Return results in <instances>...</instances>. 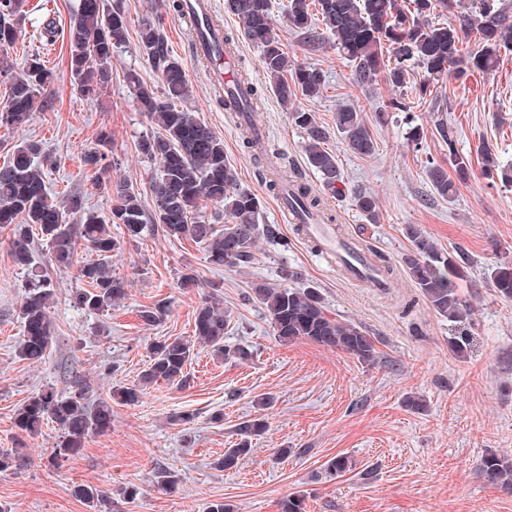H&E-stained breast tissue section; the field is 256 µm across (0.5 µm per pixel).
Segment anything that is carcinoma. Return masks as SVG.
<instances>
[{"label":"carcinoma","mask_w":512,"mask_h":512,"mask_svg":"<svg viewBox=\"0 0 512 512\" xmlns=\"http://www.w3.org/2000/svg\"><path fill=\"white\" fill-rule=\"evenodd\" d=\"M460 0H288L289 26L303 42L314 44L331 36L337 51L353 64V82L359 87L373 84L379 73L397 91L390 108L404 110L414 101L431 95L440 79L452 71L463 77L469 71L489 72L499 64L500 52L512 47V6L505 0H467L451 23H433L427 17L436 11H452ZM26 0H0V47L13 45L17 27L26 17ZM225 7L234 15L244 36L260 51L266 78L280 103L290 112L294 124L306 135L305 154L309 167L320 176L322 186L335 192L343 182L336 155L323 144L329 138L314 114L295 107L299 98H316L324 77L316 68L294 65L284 52L274 28L270 0H226ZM128 18L119 7L106 8L104 0H80L69 22L68 70L72 86L84 95H95L112 82V50L128 35ZM478 35V47L461 52L462 37L470 31ZM140 52L159 72L162 92L131 77L140 110L145 112L156 131L140 139L138 148L147 159L160 163L151 183L153 208L145 209L140 191L124 181H104L100 189L113 196L111 215L103 219L85 208L79 195L54 203L47 191L46 173L37 163L41 143L25 141L14 149L13 157L0 166V232H8L13 261L27 278L21 281L24 299L20 308L23 336L18 347L21 359L42 361L53 344V329L48 304L53 297L51 280L30 272L33 234L49 249L59 267H71L83 246L96 259L78 266L79 276L90 285L76 294L79 307L99 314L121 300L127 293L123 279L112 275V253L123 243L112 237L109 225L125 226L128 239L136 241L158 224L172 238H189L204 246L207 260L214 267L245 268L254 260L260 237L274 239L276 227L258 224L261 201L253 193L236 190V173L224 155V141L205 122L184 107L190 99L186 72L171 54L158 28L150 20L140 25ZM424 69L425 78L416 82L413 68ZM0 77L7 79L9 93L0 111V126L17 127L29 120L31 113L44 111L48 105L44 88L53 80L40 53H33L20 72L5 55H0ZM255 88L243 78L224 89V106L240 114L254 111ZM436 132L448 144L455 178L440 163H430L428 177L436 192L452 197L455 182L469 179L470 161L457 154L455 132L446 123L435 125ZM336 132L357 155L371 156L376 143L359 110L343 105L336 112ZM112 152V140L100 135L94 145L84 149L81 161L86 167L101 171ZM484 174L504 184H512V164H501L491 151L484 152ZM210 201L224 207L229 221L218 226L199 218L200 202ZM288 208L312 217L319 213L321 199L304 184L293 183L286 197ZM355 206L372 223L380 213L378 198L365 191L354 195ZM76 215L79 223L70 224L66 216ZM410 250L404 264L409 277L431 308L450 321H462L472 315L471 303L456 288L455 280L464 275L466 262L441 250L419 224L405 226ZM498 297L512 300V262H503L489 274ZM300 273L282 270V283L257 284L256 298L264 305L275 336L282 342L308 340L324 347L346 351L362 362L374 361L377 351L372 336L346 319L332 316L320 291L310 285L295 288ZM231 322V311L216 297H204L197 307L194 336L154 339L148 345L149 364L139 380L113 391L121 404L134 405L147 387L164 381H182L184 370L197 347L248 359L245 346L229 351L224 348V334ZM90 386L76 376L70 390L60 394L47 388L32 395L17 410L15 426L35 437L42 426L52 421L60 430L53 458L59 460L78 453L89 436L100 434L112 424V404L97 400L90 405ZM261 418L247 419L238 425L239 442L224 450L216 467L230 470L251 451L250 438L265 431ZM354 469L352 460L337 455L325 463L324 473L340 477ZM478 473L483 482L496 489L512 492V458L492 450L482 455ZM73 494L90 512H112L109 493L94 485H77Z\"/></svg>","instance_id":"1"}]
</instances>
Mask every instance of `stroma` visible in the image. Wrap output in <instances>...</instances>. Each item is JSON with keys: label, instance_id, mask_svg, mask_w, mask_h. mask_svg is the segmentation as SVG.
I'll use <instances>...</instances> for the list:
<instances>
[{"label": "stroma", "instance_id": "1", "mask_svg": "<svg viewBox=\"0 0 512 512\" xmlns=\"http://www.w3.org/2000/svg\"><path fill=\"white\" fill-rule=\"evenodd\" d=\"M106 3L127 14L128 40L113 51L111 83L87 97L72 86L68 72L67 29L79 0H27L26 19L7 54L20 65L27 55L44 52L56 80L47 90L48 110L21 127L0 128V165L16 145L38 140V162L52 197L81 195L88 210L105 217L112 201L98 187L99 174L80 162L83 149L105 132L112 139L110 179L132 183L144 204H151L150 181L159 164L140 154L138 142L155 126L140 112L126 79L133 71L153 89L161 87L138 48L139 25L147 18L187 74L189 109L223 139L238 188L260 199L259 221L276 225L279 237L260 238L253 263L238 269L210 266L202 245L191 239L146 232L112 256V273L126 282L127 298L96 315L74 304L86 286L76 268L57 267L46 246L34 242V265L52 279L55 296L49 308L52 348L44 362L32 364L16 352L23 334L21 275L0 233V450L24 454L15 470L0 475V503L15 512H89L72 488L91 484L112 494L136 487V498L120 500L119 512H204L216 500L236 512H278L279 501L299 491L306 496L305 512H512V493L486 486L477 472L485 450L512 455V301L498 297L488 280L492 266L512 259V187L484 175L482 156L487 147L501 163H512V50L502 51L494 72L448 75L425 101L391 113L381 126L375 114L387 108L395 89L382 79L368 88L354 86L352 64L330 44L303 43L288 25V0H271L289 59L324 76L320 97L300 99L299 106L328 130L326 147L342 170V192L328 195V204L348 235L386 256L395 270L390 287L379 290L349 280L289 223L243 145V129L214 92L187 19L173 11L171 0ZM50 20L55 37L49 43L43 25ZM342 105L360 109L377 145L374 155L352 153L336 135ZM439 120L453 128L459 154L471 162L469 181L457 184L449 199L435 192L427 175L429 162H450L435 130ZM251 121L271 150L283 154L305 182L319 186L318 174L306 164L305 135L272 90H265ZM412 126L425 132L421 145L407 140ZM358 191L378 197L377 223L357 210ZM409 224L421 225L442 250H459L467 258L468 277L457 287L473 306L471 320L448 321L421 299L405 271ZM285 266L318 287L333 314L374 336V362L275 337L251 292L259 283H279ZM186 274L195 283L184 288ZM208 293L232 312L226 347L250 345L251 360L199 348L184 383L161 381L137 404L113 403L111 428L55 466L49 461L55 423L33 438L16 428L14 412L24 400L47 387L67 392L69 372H77L97 398L136 382L149 361L148 341L193 336L195 311ZM158 304L167 307L163 321L143 325L140 310ZM461 337L467 340L463 357L451 347ZM408 396L423 399L426 411L408 410ZM179 413L190 414V422L172 423ZM255 416L264 417L267 428L253 437L252 453L234 469L215 468L236 442L238 424ZM339 454L350 457L353 471L326 477V461ZM162 470L178 475L175 488L158 485Z\"/></svg>", "mask_w": 512, "mask_h": 512}]
</instances>
